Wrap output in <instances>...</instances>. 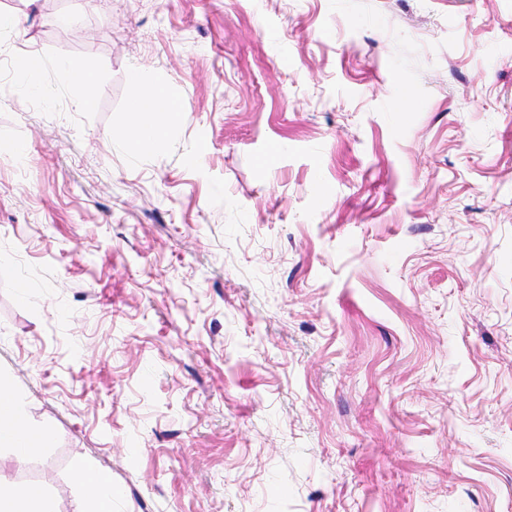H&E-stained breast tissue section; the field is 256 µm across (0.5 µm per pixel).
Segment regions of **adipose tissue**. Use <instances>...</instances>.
Here are the masks:
<instances>
[{
    "instance_id": "adipose-tissue-1",
    "label": "adipose tissue",
    "mask_w": 512,
    "mask_h": 512,
    "mask_svg": "<svg viewBox=\"0 0 512 512\" xmlns=\"http://www.w3.org/2000/svg\"><path fill=\"white\" fill-rule=\"evenodd\" d=\"M138 110L129 112L131 134L125 146L141 153L163 141L167 128L177 123L181 110L177 100L162 84L138 87ZM50 432L35 427L26 411L10 395L0 394V447L11 449L16 461H25L36 449L49 447ZM0 512H56L51 497L27 486L0 484Z\"/></svg>"
}]
</instances>
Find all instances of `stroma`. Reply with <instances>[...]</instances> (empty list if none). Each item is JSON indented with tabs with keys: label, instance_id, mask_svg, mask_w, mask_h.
Masks as SVG:
<instances>
[{
	"label": "stroma",
	"instance_id": "35a3bbf8",
	"mask_svg": "<svg viewBox=\"0 0 512 512\" xmlns=\"http://www.w3.org/2000/svg\"><path fill=\"white\" fill-rule=\"evenodd\" d=\"M0 482L86 512H512V0H0ZM51 99H24L15 57ZM93 62L92 107L51 62ZM180 122L127 150L132 73ZM51 441V433L35 427L23 407L1 391L0 447L11 448L16 461L23 462L37 448L49 447ZM77 475L92 491V507L88 512H112V477L91 460L78 465Z\"/></svg>",
	"mask_w": 512,
	"mask_h": 512
}]
</instances>
